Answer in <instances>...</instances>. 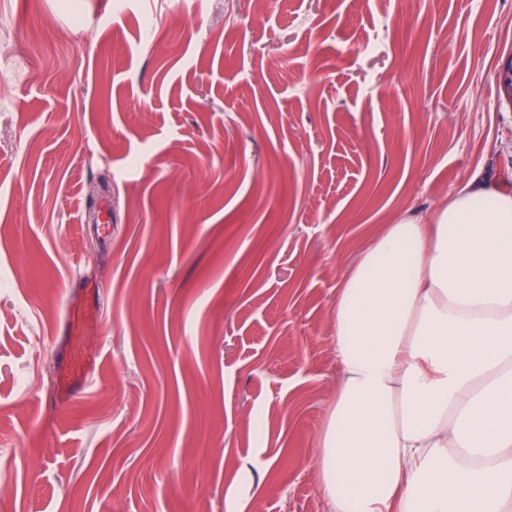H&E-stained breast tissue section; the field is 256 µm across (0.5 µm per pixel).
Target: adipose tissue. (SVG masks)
<instances>
[{
	"instance_id": "adipose-tissue-1",
	"label": "adipose tissue",
	"mask_w": 512,
	"mask_h": 512,
	"mask_svg": "<svg viewBox=\"0 0 512 512\" xmlns=\"http://www.w3.org/2000/svg\"><path fill=\"white\" fill-rule=\"evenodd\" d=\"M330 512H512V186L388 225L336 290Z\"/></svg>"
}]
</instances>
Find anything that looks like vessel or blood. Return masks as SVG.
<instances>
[{
    "mask_svg": "<svg viewBox=\"0 0 512 512\" xmlns=\"http://www.w3.org/2000/svg\"><path fill=\"white\" fill-rule=\"evenodd\" d=\"M80 294L64 312L66 360L57 377L59 400H68L83 392L87 375L96 358L98 342L91 326L103 307L96 283L80 281Z\"/></svg>",
    "mask_w": 512,
    "mask_h": 512,
    "instance_id": "obj_1",
    "label": "vessel or blood"
}]
</instances>
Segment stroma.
I'll return each mask as SVG.
<instances>
[{
  "instance_id": "obj_1",
  "label": "stroma",
  "mask_w": 512,
  "mask_h": 512,
  "mask_svg": "<svg viewBox=\"0 0 512 512\" xmlns=\"http://www.w3.org/2000/svg\"><path fill=\"white\" fill-rule=\"evenodd\" d=\"M74 2L0 0L4 512H328L336 287L512 174V0ZM78 276L107 306L62 402Z\"/></svg>"
}]
</instances>
